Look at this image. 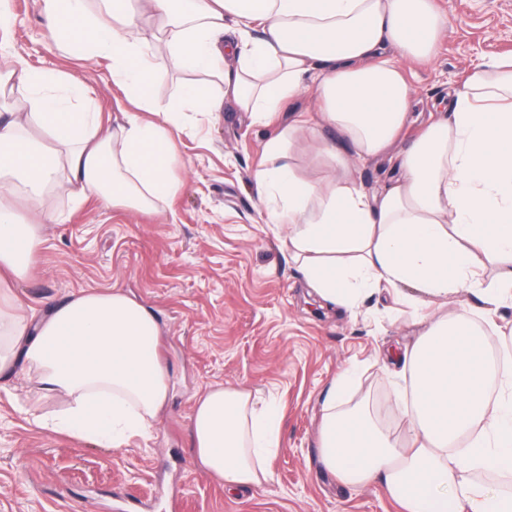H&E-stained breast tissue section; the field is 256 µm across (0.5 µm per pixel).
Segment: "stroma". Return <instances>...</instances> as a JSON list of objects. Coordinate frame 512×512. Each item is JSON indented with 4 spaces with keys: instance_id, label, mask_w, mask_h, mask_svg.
Returning a JSON list of instances; mask_svg holds the SVG:
<instances>
[{
    "instance_id": "35a3bbf8",
    "label": "stroma",
    "mask_w": 512,
    "mask_h": 512,
    "mask_svg": "<svg viewBox=\"0 0 512 512\" xmlns=\"http://www.w3.org/2000/svg\"><path fill=\"white\" fill-rule=\"evenodd\" d=\"M448 20L435 57L401 60L413 109L459 87L467 73L512 56V0H434ZM11 52L36 67L72 75L91 87L104 126L132 104L112 82L105 58L77 59L49 37L37 0H8ZM270 127L225 105L186 112L174 138L179 192L157 210L96 197L77 202L51 188L44 204L12 199L23 220H44L43 244L30 272L15 281L25 306L42 311L82 288L122 289L156 314L159 352L171 381L152 439L104 448L30 426L24 408L51 413L58 401H36L26 374L0 391V512H173L158 490L177 492L175 512H401L376 484L346 488L319 461L321 404L338 374L359 378L346 404L368 408L398 431L400 378L380 362L391 347L423 330L413 311L388 294L356 313L329 310L289 260L286 229L266 223L250 175ZM334 133L318 128L295 151L299 170L321 179L332 162L315 152ZM261 391L283 413L272 477L237 494L196 464L190 448L195 395L215 387Z\"/></svg>"
}]
</instances>
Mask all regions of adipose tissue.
<instances>
[{
    "instance_id": "ef3b65f1",
    "label": "adipose tissue",
    "mask_w": 512,
    "mask_h": 512,
    "mask_svg": "<svg viewBox=\"0 0 512 512\" xmlns=\"http://www.w3.org/2000/svg\"><path fill=\"white\" fill-rule=\"evenodd\" d=\"M45 28L65 52L104 57L112 81L136 106L104 130L89 90L74 76L13 55L0 72V377L17 364L63 407L35 427L121 448L151 439L168 399L154 312L117 288L80 289L42 316L24 312L11 288L39 251L42 226L22 221L10 197L42 200L59 178L82 200L135 208L174 196L179 163L172 129L183 112L235 102L265 123L307 89L318 110L267 140L253 173L267 221L288 229L294 259L326 302L356 308L381 288L419 311L425 327L387 362L409 377L396 390L405 426L393 435L345 408L350 375L322 403L319 454L344 484L380 483L404 512H512V494L477 483L483 469L512 471V356L488 357L486 316L512 308V59L470 70L443 111L407 137L410 91L399 58L430 60L447 26L433 0H40ZM161 19L153 42L145 16ZM219 78V94L184 86L160 100L161 64ZM23 99H14V90ZM154 114L142 121L140 112ZM333 130L319 151L334 167L315 180L298 170L304 132ZM37 129L39 137L29 136ZM388 159L394 174L367 192L357 160ZM492 280H484L487 267ZM460 293L476 304L434 318L423 309ZM281 412L258 394L218 387L191 417L197 464L232 491L268 481Z\"/></svg>"
}]
</instances>
